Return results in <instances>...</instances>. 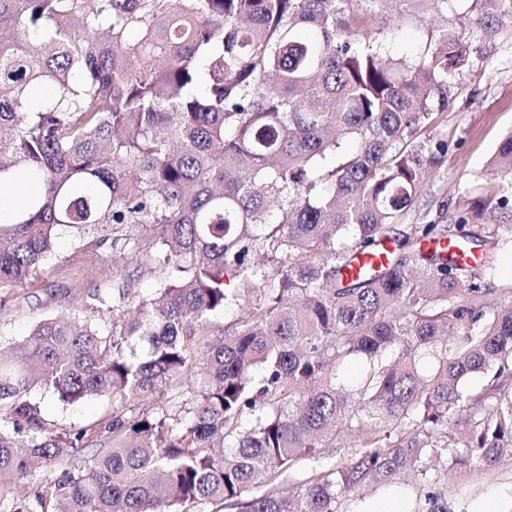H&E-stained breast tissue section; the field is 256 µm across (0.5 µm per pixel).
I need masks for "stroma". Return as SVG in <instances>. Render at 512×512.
<instances>
[{
  "label": "stroma",
  "instance_id": "35a3bbf8",
  "mask_svg": "<svg viewBox=\"0 0 512 512\" xmlns=\"http://www.w3.org/2000/svg\"><path fill=\"white\" fill-rule=\"evenodd\" d=\"M357 8L372 18L370 37L383 43L396 59L415 55L428 39L444 30L468 31L475 16L471 0H449L447 9L431 12L421 10L416 0H382L378 5L359 0ZM471 47L472 67L463 80L452 85L451 101L436 130L449 149L445 164L426 180L422 203L433 220L443 205L458 204L477 186L498 182L493 157L502 136L512 130V48L501 47L486 59L478 52L479 42H472ZM102 234L99 228L80 234L62 232L42 283L13 289L0 309V344L18 343L45 313H69L83 304L93 285H111L114 276L135 267L131 256L113 255ZM30 397L39 403L48 422L61 426L81 424L112 411L111 402L96 399L62 405L38 388ZM447 482L455 512L480 497L506 496L512 490V455L504 456L490 473L449 469Z\"/></svg>",
  "mask_w": 512,
  "mask_h": 512
}]
</instances>
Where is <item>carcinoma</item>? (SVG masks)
<instances>
[{
  "mask_svg": "<svg viewBox=\"0 0 512 512\" xmlns=\"http://www.w3.org/2000/svg\"><path fill=\"white\" fill-rule=\"evenodd\" d=\"M353 2L0 0V195L30 189L0 207V308L63 228L139 258L23 356L0 346V512H349L385 487L451 512L448 467L512 453V282L468 263L512 244V133L493 192L405 223L470 46L445 32L394 60ZM476 3L481 50L512 45V0ZM381 240L387 262L350 273ZM35 387L112 414L58 427Z\"/></svg>",
  "mask_w": 512,
  "mask_h": 512,
  "instance_id": "obj_1",
  "label": "carcinoma"
}]
</instances>
